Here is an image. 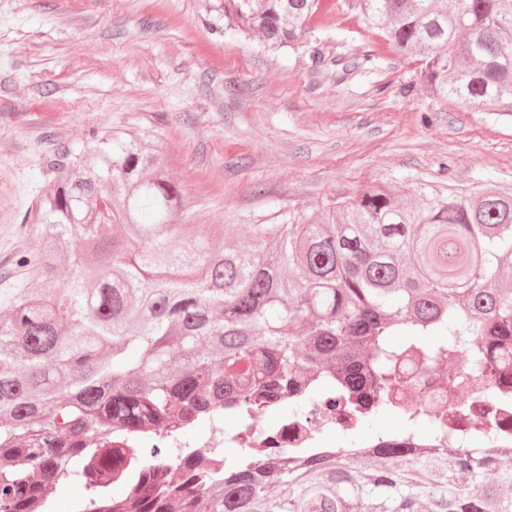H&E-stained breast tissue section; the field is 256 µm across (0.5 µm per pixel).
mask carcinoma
<instances>
[{"label": "carcinoma", "instance_id": "cac0c4a2", "mask_svg": "<svg viewBox=\"0 0 512 512\" xmlns=\"http://www.w3.org/2000/svg\"><path fill=\"white\" fill-rule=\"evenodd\" d=\"M421 78L469 112L512 115V0H346ZM325 0H219L216 31L304 46ZM177 184L130 132L56 168L32 217L41 282L3 297L0 512L73 476L76 512H512L503 449L468 453L440 408L414 401L408 364L447 374L448 409L477 439L485 385L512 390V196L379 186L298 224H249L248 243L179 222ZM123 229L117 236L111 228ZM71 270L54 279L61 258ZM465 363L466 373L455 365ZM319 404L341 450L299 461L244 434L233 464L174 448L204 423L298 418ZM376 448L350 453L375 416ZM119 483L122 495L108 497Z\"/></svg>", "mask_w": 512, "mask_h": 512}]
</instances>
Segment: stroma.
<instances>
[{
    "instance_id": "obj_1",
    "label": "stroma",
    "mask_w": 512,
    "mask_h": 512,
    "mask_svg": "<svg viewBox=\"0 0 512 512\" xmlns=\"http://www.w3.org/2000/svg\"><path fill=\"white\" fill-rule=\"evenodd\" d=\"M211 2L0 0V289L37 287L13 264L38 245L29 213L94 133L135 131L188 223L240 241L379 185L413 206L512 195V118L438 96L343 0L298 51L212 34Z\"/></svg>"
}]
</instances>
